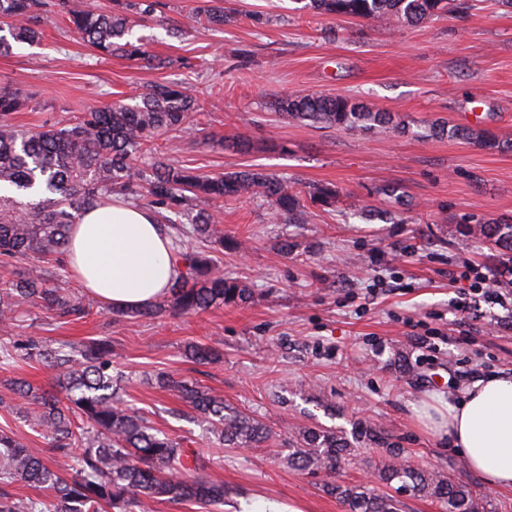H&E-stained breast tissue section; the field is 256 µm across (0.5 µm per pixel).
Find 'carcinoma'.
I'll return each instance as SVG.
<instances>
[{
	"label": "carcinoma",
	"mask_w": 512,
	"mask_h": 512,
	"mask_svg": "<svg viewBox=\"0 0 512 512\" xmlns=\"http://www.w3.org/2000/svg\"><path fill=\"white\" fill-rule=\"evenodd\" d=\"M304 8L320 14L380 19L391 24L420 22L442 14L462 13L466 0H304ZM69 27L100 54L143 56L141 47L125 40L132 20L129 13L153 12V0L124 4V12L104 14L85 0H59ZM46 0H0V18L11 20L9 33L16 42L38 36L35 25ZM196 14L223 24L226 8L215 0H199ZM140 102L121 99L103 108H91L68 124L56 123L36 131L9 122L21 106L17 90L0 86V318L13 319L21 301L40 305L61 317H84L86 304L55 283V276L39 267L53 258L62 263L71 226L81 213L116 196L153 212L173 241L178 274L169 291L154 304L137 310H118L116 320L152 317L168 310L193 314L213 307L240 305L252 298L246 284L216 271L204 251L184 247L195 238L224 249L243 242L224 236V229L206 206L226 197L253 196L265 200L275 217H293L300 195L323 207H334L339 191L331 184L312 185L301 193L288 181L261 168L219 175H203L153 156L155 137L188 127L200 110L191 92L175 84H156ZM275 111L289 120L336 127L347 131L391 129L406 132L389 112L376 110L343 95L290 93L274 102ZM427 136L459 137L489 150L505 144L488 131L430 125ZM153 161L137 171L138 158ZM36 192L40 198L25 206L14 196ZM466 233L502 250L500 263L512 274V224L484 223L466 227ZM28 257L37 262L28 272L10 278L13 262ZM195 362L212 363L217 351L201 343L186 347ZM37 359L54 372L53 386L63 396L37 388L25 380L9 383L16 395L0 406L47 440V449L31 448L14 432L0 429V512H148L161 501L222 505L224 484L202 476L204 461L184 442L149 425L122 403L112 385V343L87 340L54 343L38 336L12 338L0 348V363ZM161 387H175L194 412L208 439L220 447L259 446L271 437L257 418L224 403V398L201 387L157 377ZM381 448L385 461L377 479L389 492L376 494L363 483L338 479L346 467L359 465L365 450ZM288 467L302 473L322 472L330 477L323 491L336 498L346 512H401L406 492L431 498L440 512H486L482 498L466 484L440 471L415 468L404 450L382 431L364 423L348 439L332 429L304 427L281 449ZM36 486L48 500L18 498L11 488Z\"/></svg>",
	"instance_id": "cac0c4a2"
}]
</instances>
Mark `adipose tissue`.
<instances>
[{"mask_svg": "<svg viewBox=\"0 0 512 512\" xmlns=\"http://www.w3.org/2000/svg\"><path fill=\"white\" fill-rule=\"evenodd\" d=\"M64 262L81 288L118 310L153 304L177 275L171 240L154 214L118 197L83 212ZM435 426L487 485L512 488V374L472 381Z\"/></svg>", "mask_w": 512, "mask_h": 512, "instance_id": "1", "label": "adipose tissue"}]
</instances>
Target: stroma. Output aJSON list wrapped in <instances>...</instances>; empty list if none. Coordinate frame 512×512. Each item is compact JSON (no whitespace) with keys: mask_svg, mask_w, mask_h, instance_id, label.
I'll return each mask as SVG.
<instances>
[{"mask_svg":"<svg viewBox=\"0 0 512 512\" xmlns=\"http://www.w3.org/2000/svg\"><path fill=\"white\" fill-rule=\"evenodd\" d=\"M198 0H157L130 36L148 58L100 57L71 30L58 7L30 43L0 51V86L25 98L20 128L70 123L81 113L148 91L189 86L203 111L194 133L156 140L166 162L218 174L258 166L297 189L332 184L341 200L308 205L305 223H271L266 202L250 197L212 204L224 233L245 250L215 251L225 277L255 290L251 303L200 314L165 313L115 321L93 297L72 321L24 303L12 336L57 343L107 339L126 406L166 434L190 441L208 479L223 483L224 504L160 503L155 512H345L322 490L323 478L282 465L294 427L350 435L369 421L415 466L452 475L489 503L512 512V489L488 487L419 414L423 404L460 397L473 380L512 372V301L460 298L479 276L499 279L489 243L464 225L512 224V148L487 150L458 138H424L432 122L484 129L512 141V8L471 0L461 16L412 25L363 21L297 9L294 0H227L233 19L198 23ZM296 91L359 99L391 112L407 131L354 132L289 121L275 99ZM243 138L249 149L237 150ZM395 186L405 206L375 195ZM379 210L401 211L396 224ZM288 240L281 255L277 245ZM477 277L457 278L463 266ZM426 348L416 349L415 339ZM201 342L223 355L195 364L184 347ZM210 389L273 431L253 448L203 442L176 389L154 377Z\"/></svg>","mask_w":512,"mask_h":512,"instance_id":"1","label":"stroma"}]
</instances>
